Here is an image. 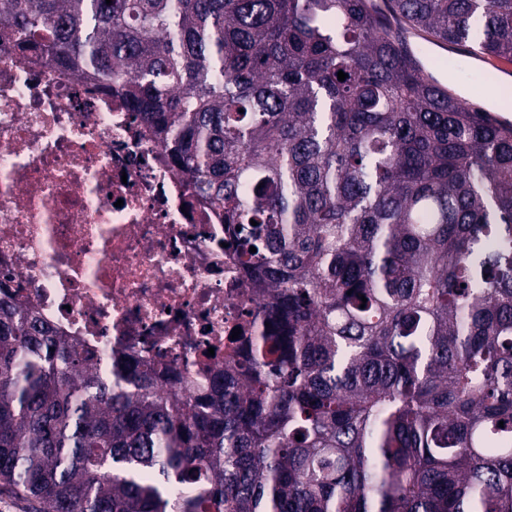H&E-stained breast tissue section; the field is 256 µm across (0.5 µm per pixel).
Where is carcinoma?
I'll return each instance as SVG.
<instances>
[{
	"mask_svg": "<svg viewBox=\"0 0 512 512\" xmlns=\"http://www.w3.org/2000/svg\"><path fill=\"white\" fill-rule=\"evenodd\" d=\"M388 9L512 61V0ZM2 44L164 139L240 227L272 328L194 398L147 368L112 379L1 297L0 493L34 512H512V124L437 86L372 0H0Z\"/></svg>",
	"mask_w": 512,
	"mask_h": 512,
	"instance_id": "carcinoma-1",
	"label": "carcinoma"
}]
</instances>
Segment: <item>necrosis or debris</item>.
<instances>
[{"mask_svg": "<svg viewBox=\"0 0 512 512\" xmlns=\"http://www.w3.org/2000/svg\"><path fill=\"white\" fill-rule=\"evenodd\" d=\"M226 236L222 210L118 97L0 49V295L99 367L202 385L267 323Z\"/></svg>", "mask_w": 512, "mask_h": 512, "instance_id": "4bbe7bcc", "label": "necrosis or debris"}]
</instances>
